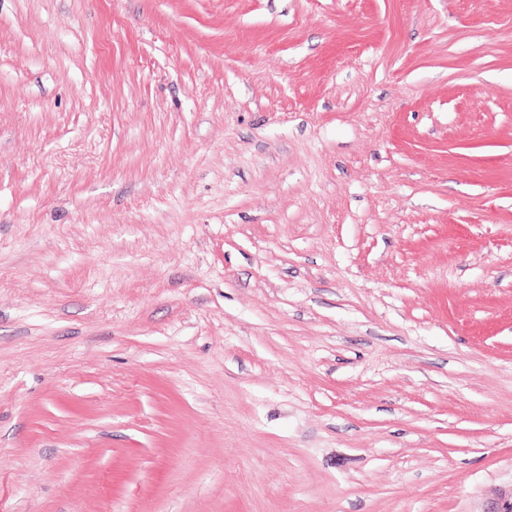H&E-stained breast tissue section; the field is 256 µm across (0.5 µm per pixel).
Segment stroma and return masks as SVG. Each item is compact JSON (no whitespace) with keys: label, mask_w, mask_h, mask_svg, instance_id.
<instances>
[{"label":"stroma","mask_w":512,"mask_h":512,"mask_svg":"<svg viewBox=\"0 0 512 512\" xmlns=\"http://www.w3.org/2000/svg\"><path fill=\"white\" fill-rule=\"evenodd\" d=\"M509 487L512 0H0V512Z\"/></svg>","instance_id":"35a3bbf8"}]
</instances>
